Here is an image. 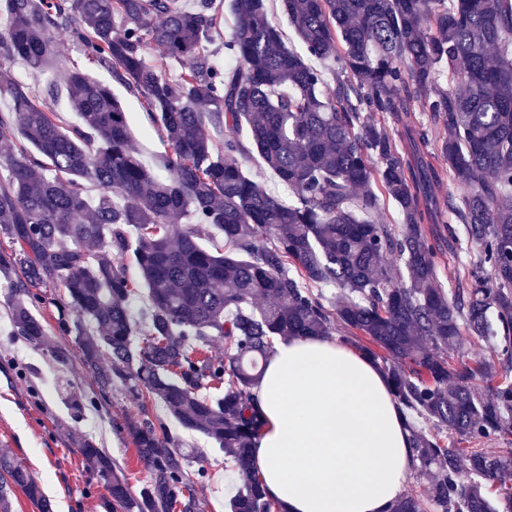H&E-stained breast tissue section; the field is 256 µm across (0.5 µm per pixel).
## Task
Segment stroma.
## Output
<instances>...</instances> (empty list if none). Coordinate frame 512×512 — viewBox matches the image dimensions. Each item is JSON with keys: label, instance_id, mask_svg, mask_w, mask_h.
I'll list each match as a JSON object with an SVG mask.
<instances>
[{"label": "stroma", "instance_id": "obj_1", "mask_svg": "<svg viewBox=\"0 0 512 512\" xmlns=\"http://www.w3.org/2000/svg\"><path fill=\"white\" fill-rule=\"evenodd\" d=\"M56 42L58 57L45 79H34L23 63L11 66L15 77L29 83L33 92H41L45 81L63 82L70 69L85 64L69 33H59ZM112 92L127 112L144 161L161 168L169 154L163 135L137 97L118 84L113 85ZM8 296L7 284L0 279V450L25 463L53 501L55 512H112L106 488L80 455L82 440L93 438L105 448L113 463L125 472L132 493H139L148 474L125 426L142 411L160 417L164 410L154 404L141 409L118 384L106 393H98L93 373L79 359L74 337L56 335L57 312L53 306L46 304L37 311L50 334L49 346L34 348L12 336ZM55 346L66 348V361L53 357L51 349ZM74 390L98 397L96 406L79 417L66 403L68 393ZM168 426L183 447L195 449L197 465L207 471L205 482L196 488L205 512H225V502L237 480L231 463L205 436L186 431L173 420Z\"/></svg>", "mask_w": 512, "mask_h": 512}]
</instances>
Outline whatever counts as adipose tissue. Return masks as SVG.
Returning <instances> with one entry per match:
<instances>
[{
	"mask_svg": "<svg viewBox=\"0 0 512 512\" xmlns=\"http://www.w3.org/2000/svg\"><path fill=\"white\" fill-rule=\"evenodd\" d=\"M253 396L265 425L252 459L283 512H390L415 452L368 357L338 338L280 342Z\"/></svg>",
	"mask_w": 512,
	"mask_h": 512,
	"instance_id": "adipose-tissue-1",
	"label": "adipose tissue"
}]
</instances>
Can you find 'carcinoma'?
I'll return each instance as SVG.
<instances>
[{"mask_svg": "<svg viewBox=\"0 0 512 512\" xmlns=\"http://www.w3.org/2000/svg\"><path fill=\"white\" fill-rule=\"evenodd\" d=\"M283 6L299 50L269 21L266 0H228L236 25L224 52L235 66L226 69L208 50L221 35L216 0L190 10L182 0H5L0 138L20 135L0 158L12 334L48 346L36 311L53 305L59 335L76 337L98 388L118 380L141 403L126 425L148 473L139 494L93 439L80 448L120 512H203L188 478L195 455L149 417L154 401L224 450L240 476L228 512H281L250 466L263 426L252 389L277 340L338 325L383 363L415 470L430 475L392 512H512V0ZM63 30L159 122L170 174L144 162L108 83L68 72L78 122L65 127L49 105L55 86L40 102L13 76L17 60L48 69ZM152 45L162 53L150 63ZM310 57L336 61L333 91ZM169 60L187 62L176 79ZM416 100L448 125L433 154L421 128L403 124L398 140L386 130ZM253 149L292 202L244 173L240 158ZM444 173L466 186L448 194L446 214L433 193ZM387 199L401 214L396 230L373 221ZM445 215L476 253L450 291L438 258L460 238L439 227ZM202 226L223 245H203ZM473 337L492 342L491 357L459 369L451 354ZM215 338L222 357L208 350ZM18 491L54 512L25 465L0 453V512H12Z\"/></svg>", "mask_w": 512, "mask_h": 512, "instance_id": "1", "label": "carcinoma"}]
</instances>
